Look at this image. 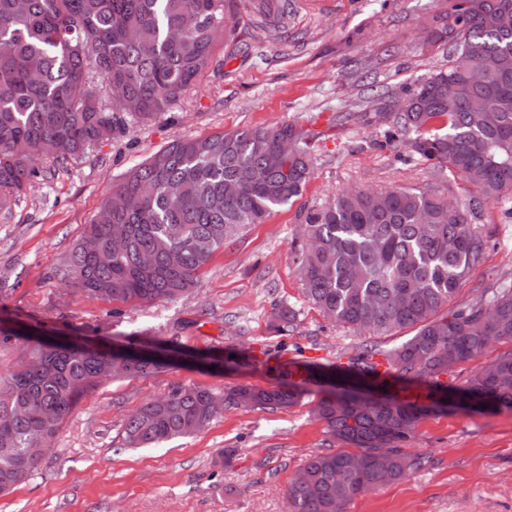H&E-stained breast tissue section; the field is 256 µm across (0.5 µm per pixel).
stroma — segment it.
<instances>
[{
  "label": "stroma",
  "mask_w": 512,
  "mask_h": 512,
  "mask_svg": "<svg viewBox=\"0 0 512 512\" xmlns=\"http://www.w3.org/2000/svg\"><path fill=\"white\" fill-rule=\"evenodd\" d=\"M231 11L240 28L217 44L186 97L151 122H130L0 211V326L169 344L235 357L238 368L220 373L178 361L102 384L61 424L34 476L0 496V512H287L284 492L297 469L339 448L313 413L314 396L289 408L230 406L199 434L155 448L126 447L128 416L179 384L271 387L278 381L266 364L271 355L346 363L363 337L337 328L302 291L298 249L307 215L357 187L465 195L449 173L397 160L369 106L375 94L447 67V45L429 35L448 0H289L286 24L273 33L249 25L248 0H234ZM287 123L314 135L310 181L217 251L192 293L123 304L87 299L65 284L73 247L131 167L178 137ZM478 222L483 259L450 302L453 310L512 273V203H488ZM282 304L299 312L296 330L283 335L272 328ZM226 449L233 456L223 465ZM407 451L419 468L360 495L348 512H512V411L427 416Z\"/></svg>",
  "instance_id": "35a3bbf8"
}]
</instances>
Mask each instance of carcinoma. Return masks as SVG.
Returning a JSON list of instances; mask_svg holds the SVG:
<instances>
[{
    "label": "carcinoma",
    "mask_w": 512,
    "mask_h": 512,
    "mask_svg": "<svg viewBox=\"0 0 512 512\" xmlns=\"http://www.w3.org/2000/svg\"><path fill=\"white\" fill-rule=\"evenodd\" d=\"M231 0H0V211L29 185L126 129L154 120L180 101L212 63L217 43L236 30ZM254 23L276 29L288 0H249ZM448 42V69L394 95L377 94L385 141L448 170L467 190L444 200L418 188L346 190L305 224L299 274L306 298L337 326L369 337L413 335L380 350L365 343L347 369L308 361L281 363L269 389L178 385L150 399L125 424L131 448L205 429L219 407L284 408L323 382L314 413L343 448L310 456L288 484L289 512H347L358 496L419 467L404 451L424 405L401 393L420 388L458 409L512 410V353L497 357L459 389L440 375L512 341V275L471 305L445 307L484 254L474 223L487 203L512 193V0H448L432 30ZM478 66L483 82L467 84ZM402 101L400 110L391 103ZM312 173L305 133L294 124L236 128L177 138L130 168L72 252L64 275L92 299L174 301L199 271L251 224L301 194ZM280 334L297 326L294 307L274 315ZM22 339L25 357L0 379V494L37 470L40 448L56 436L77 402L124 358L128 377L148 376L182 354L159 347L145 359L129 341L112 344ZM385 358L391 379L372 361ZM386 395L358 400L338 387Z\"/></svg>",
    "instance_id": "cac0c4a2"
}]
</instances>
